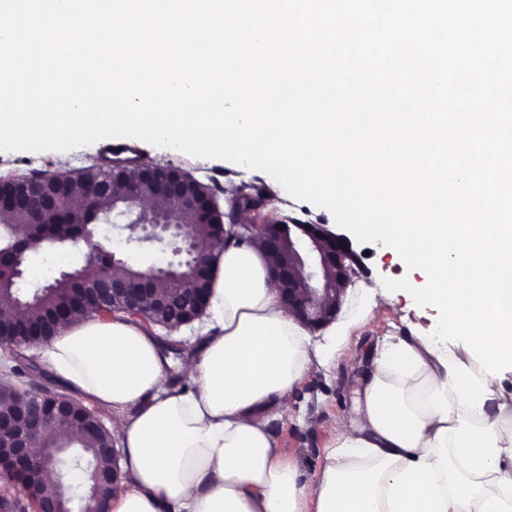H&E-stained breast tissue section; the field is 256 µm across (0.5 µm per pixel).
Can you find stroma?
Returning a JSON list of instances; mask_svg holds the SVG:
<instances>
[{"instance_id": "1", "label": "stroma", "mask_w": 512, "mask_h": 512, "mask_svg": "<svg viewBox=\"0 0 512 512\" xmlns=\"http://www.w3.org/2000/svg\"><path fill=\"white\" fill-rule=\"evenodd\" d=\"M104 141H97L67 151L68 163L59 166L58 151H0V175H21L43 168L75 174L77 169L99 157ZM136 146L143 160L178 166L190 171L202 182L217 181L220 185L254 183L265 185L271 198V209L336 229L332 214L309 202L292 197L267 173L215 158L192 157L145 141ZM361 256L359 279L347 291L342 311L336 319L337 330L345 341L323 364L314 365L303 382L289 396L285 406L271 413V429L285 455L295 459L304 480L315 481L325 462V450L334 439L331 432L313 428L321 419L343 423L354 406L353 386L370 366L372 356L384 337L405 335L416 331H434L438 311L417 307L411 296L402 290L390 291L384 279L409 278L417 287L423 286L426 275L419 270L407 271L404 263L382 244L353 242ZM46 251L31 253L29 272L20 281L22 293H29L81 262V255L57 251L49 272H42Z\"/></svg>"}]
</instances>
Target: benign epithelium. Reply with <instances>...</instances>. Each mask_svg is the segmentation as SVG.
I'll return each instance as SVG.
<instances>
[{"mask_svg": "<svg viewBox=\"0 0 512 512\" xmlns=\"http://www.w3.org/2000/svg\"><path fill=\"white\" fill-rule=\"evenodd\" d=\"M112 168L123 169L132 178L122 183L124 200L133 204L130 210L113 209L112 217L127 224L137 225L141 235L138 241L152 246L161 245L171 251L173 260L165 266H148L137 276L128 274L122 257L112 253V260L102 265L98 256L103 247L92 251L87 261L96 268L95 277L85 281L83 295L93 294L97 303L108 300L121 302V309L134 319L152 317V313L167 307L166 302L154 294L153 281L166 276L189 283L193 274L212 263L214 253L224 250L231 240L246 237L262 239L266 249L275 254L288 251L295 266L282 264L273 276L279 285L280 297L300 322L309 329L321 328L336 318L348 287L360 273L357 253L349 240L326 229L322 224L280 217L269 211L270 198H265L258 208H245L238 202V187L224 189L225 206L217 203L216 196L209 197L208 209L224 225L208 247L188 233L181 214L192 211L196 198L187 195L186 172L168 173L165 166L142 159H125L121 153L112 154ZM148 181L154 197L172 203L165 214L156 213V207L146 204L140 193V184ZM113 192V186L103 184L83 185V195L97 201ZM60 203L35 200V194L19 193L8 199L0 198V212L27 207L47 211ZM12 400V409L0 413V479L16 489L14 493L0 494V512H64L62 503L69 488L74 485L71 469L66 467L69 448L44 445L46 431L56 424L72 425L75 408L81 401L55 390L0 389V396ZM39 445L32 451V445ZM112 459L109 471L101 472L86 465L80 468L86 475L78 512H108L107 499L95 493L96 487L110 483L120 485L125 479L120 465V449L112 445L102 449ZM51 478L59 488L53 496H40L38 489Z\"/></svg>", "mask_w": 512, "mask_h": 512, "instance_id": "benign-epithelium-1", "label": "benign epithelium"}]
</instances>
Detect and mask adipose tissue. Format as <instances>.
Wrapping results in <instances>:
<instances>
[{"label":"adipose tissue","instance_id":"1","mask_svg":"<svg viewBox=\"0 0 512 512\" xmlns=\"http://www.w3.org/2000/svg\"><path fill=\"white\" fill-rule=\"evenodd\" d=\"M282 258L261 239L216 255L185 391L156 337L86 319L49 345L55 378L119 412L128 488L109 512H512V394L463 347L393 336L354 385L319 479H300L270 431L329 349L283 306Z\"/></svg>","mask_w":512,"mask_h":512}]
</instances>
